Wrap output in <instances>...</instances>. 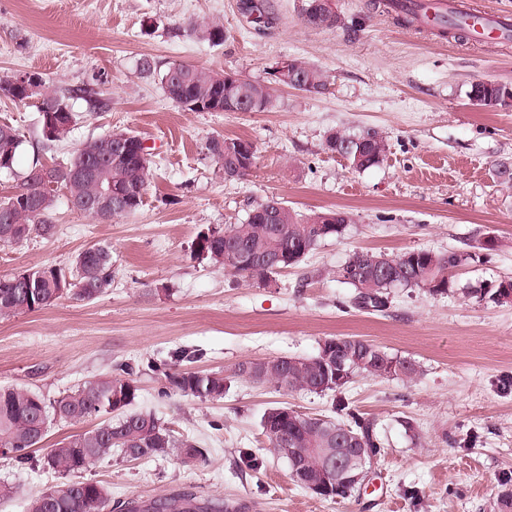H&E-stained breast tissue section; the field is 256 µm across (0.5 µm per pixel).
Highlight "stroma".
<instances>
[{
    "label": "stroma",
    "mask_w": 512,
    "mask_h": 512,
    "mask_svg": "<svg viewBox=\"0 0 512 512\" xmlns=\"http://www.w3.org/2000/svg\"><path fill=\"white\" fill-rule=\"evenodd\" d=\"M272 19L256 31L243 0H0V78L39 73L58 93L88 84L105 105L72 102L76 122L43 145L41 102L0 98V122L23 141L15 173L0 174V199L40 160L69 159L109 131H131L152 152L153 179L135 214L102 222L73 210L57 192L53 237L0 244V275L28 268L71 270L90 245L112 250V286L91 302L69 298L38 312L0 319V387L56 399L84 382L129 367L134 407L152 411L175 435L203 448L187 464L171 456L96 462L85 478L110 491L112 512L132 499L174 490L201 499L244 501L248 512H502L512 478V304L477 290L512 278V109L486 111L467 96L478 80L512 87V41L429 32L393 15L384 0H331L337 26L301 19L304 0H257ZM224 27L223 44L188 35V21ZM155 76L141 77V60ZM285 59L330 77L325 94L274 83ZM181 61L268 85V112H190L165 94L159 74ZM372 129L386 140L383 161L363 171L328 151L330 134ZM242 138L257 148L242 179L225 178L208 144ZM293 210L341 211V237L323 241L298 265L248 281L194 257L199 232L244 222L268 198ZM495 250L455 269L447 292L395 288L385 311L356 308L334 272L356 251L400 254ZM329 336H356L421 367L412 381L354 376L339 391L278 390L238 377V363L311 357ZM183 370L220 372L219 401L159 397L157 366L182 354ZM370 420L386 440L367 479L331 502L293 482L268 452L260 420L273 406L312 417L337 400ZM413 432H406V425ZM50 428L29 463L0 456V482L18 490L0 512H24L26 499L56 483L48 448L74 434ZM263 458L247 469L242 449Z\"/></svg>",
    "instance_id": "stroma-1"
}]
</instances>
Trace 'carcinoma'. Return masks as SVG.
I'll return each instance as SVG.
<instances>
[{
    "instance_id": "obj_1",
    "label": "carcinoma",
    "mask_w": 512,
    "mask_h": 512,
    "mask_svg": "<svg viewBox=\"0 0 512 512\" xmlns=\"http://www.w3.org/2000/svg\"><path fill=\"white\" fill-rule=\"evenodd\" d=\"M185 29L190 35L214 45L224 42V28L219 25L189 22ZM288 66L299 69L304 76L303 84L297 86L299 90L319 94L329 84L326 72L313 65L291 60ZM161 84L172 101L191 112H225L229 105L242 99L252 103L256 112H266L275 106L270 88L264 84L245 79L229 82L223 74L177 61L169 63L162 73ZM507 91L505 86L479 80L471 84L468 97L498 101ZM74 122L70 97L44 87L40 111L43 141L50 144L63 139ZM112 136L111 132L100 136L76 149L69 160L53 167L56 186L66 189L71 197L91 200L97 195V182L74 180L70 172L84 164L88 157L99 160L101 175L126 190L123 199L112 202L111 219L138 211L152 165L149 148L133 133L130 139L132 149L136 150L134 158L113 159ZM336 137L351 141L353 154L346 160L354 170L378 164L387 152L386 140L375 130H366L355 137L336 132L329 139ZM243 143L255 148L253 142L241 138L213 139L209 143L211 154L222 162L224 174L239 168V176L243 177L254 166L256 152L248 157L238 156L236 148ZM21 145L17 131L7 123L0 124V173L15 171ZM38 166L39 161L32 162L21 176L17 191L0 201V210L9 209L13 214V223L0 224L1 244L21 243L34 234L51 237L55 233V225L49 218L55 203L54 188L30 177ZM318 219L316 212L300 214L284 207L276 223L269 224L267 213L259 204L250 210L244 223L201 233L195 253L242 278L265 282L278 269L300 263L323 240L340 236L345 228V217L340 213L336 214L334 224H320ZM228 238L244 246L257 259L280 256L279 266L263 268L239 264L225 254ZM376 258L378 255L373 253L355 252L336 270V278L354 290L353 301L366 298L373 310L382 311L387 307L393 288H422L432 294L447 291L450 288L448 271L476 262L480 255L464 250L446 253L409 250L388 257L387 263L394 271L392 278L362 280L344 274V268H367ZM73 269L70 280L56 266L1 275L0 318L46 309L64 296L84 302L96 299L112 285V250L90 245L76 256ZM26 274L34 280L33 287L28 288L22 282L12 283L16 277ZM235 374L278 389L322 393L341 388L357 374L411 381L420 374V366L415 360L394 356L370 341L332 336L320 343L316 355L293 361L286 371L272 362L245 361L238 364ZM224 390L221 373L185 371L175 366L161 372L159 395L164 397L175 393L200 400H218L224 397ZM136 397L134 380L117 376L88 381L49 403L27 389L0 388V444L11 448L12 458L19 463L29 460L32 449L46 436L40 425L49 429L57 421L80 424L93 417L101 419L96 428L65 437L45 455V466L61 481L27 498L25 512H108L110 492L107 486L84 479L82 473L114 452L134 460L169 454L185 463L201 459L203 452L195 443L173 434L155 414L129 410ZM261 427L267 448L276 455L285 445L323 448L335 453L346 446L344 435L347 433L375 456L383 445L374 425L344 404L339 405L337 416L333 418L304 415L286 406L270 407L262 416ZM317 465L318 460L311 455L288 461L290 472L303 470L314 479L318 476ZM355 491L357 488L348 485H333L317 497L336 502L349 498ZM126 512H225V506L221 499L200 501L192 494L179 493L149 504L132 500Z\"/></svg>"
}]
</instances>
